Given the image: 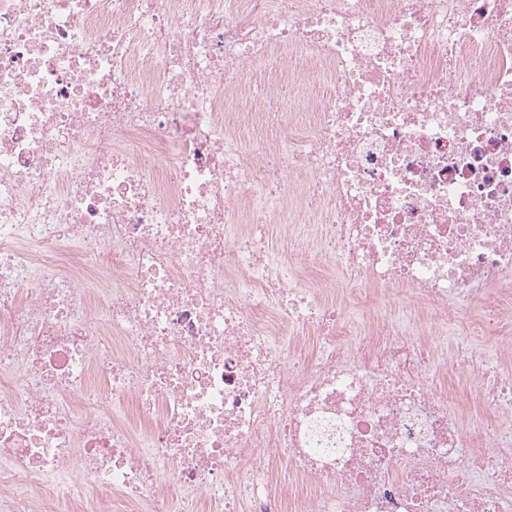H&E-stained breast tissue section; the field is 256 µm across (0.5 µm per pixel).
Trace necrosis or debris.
<instances>
[{
    "instance_id": "4bbe7bcc",
    "label": "necrosis or debris",
    "mask_w": 512,
    "mask_h": 512,
    "mask_svg": "<svg viewBox=\"0 0 512 512\" xmlns=\"http://www.w3.org/2000/svg\"><path fill=\"white\" fill-rule=\"evenodd\" d=\"M360 286L512 296V0H0V512H512ZM384 299L383 294L376 292L373 288L367 292V297L359 300L347 314L346 317L353 327L360 326L363 320L371 313L373 305Z\"/></svg>"
}]
</instances>
